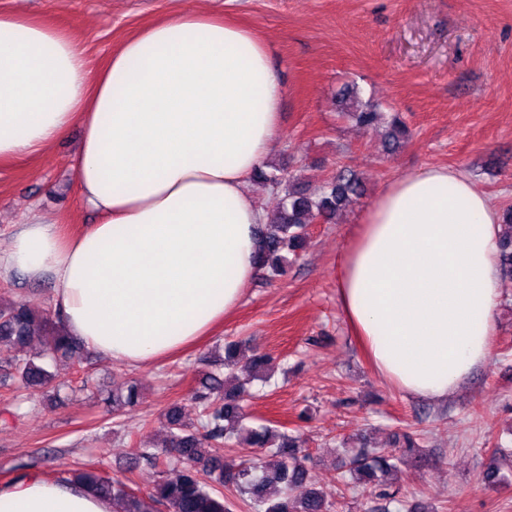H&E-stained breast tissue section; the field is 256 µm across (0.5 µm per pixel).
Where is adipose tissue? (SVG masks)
Listing matches in <instances>:
<instances>
[{
    "label": "adipose tissue",
    "mask_w": 512,
    "mask_h": 512,
    "mask_svg": "<svg viewBox=\"0 0 512 512\" xmlns=\"http://www.w3.org/2000/svg\"><path fill=\"white\" fill-rule=\"evenodd\" d=\"M282 82L268 45L205 12L148 25L91 73L71 31L0 13V168L75 125V167L97 221L66 238L34 215L0 276L49 279L67 332L147 366L222 323L256 277L268 215L248 192L278 149ZM502 213L467 176L426 166L383 185L338 263V302L379 374L448 399L491 355ZM0 512H113L33 472Z\"/></svg>",
    "instance_id": "adipose-tissue-1"
}]
</instances>
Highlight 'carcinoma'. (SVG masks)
<instances>
[{
  "mask_svg": "<svg viewBox=\"0 0 512 512\" xmlns=\"http://www.w3.org/2000/svg\"><path fill=\"white\" fill-rule=\"evenodd\" d=\"M340 106L363 128L387 121L390 145L407 135V127L398 115L386 119L370 102L356 101L349 107L343 100ZM252 180L283 192L279 210L260 227L257 239L256 263L273 277L283 275L288 265L282 252L297 258L306 248L308 225L313 220H333L352 197L361 193L359 182L344 169L315 195L307 193L298 177H287L275 168L257 170ZM499 261L503 272L512 275V206L502 211ZM82 346L83 342L69 335L51 315L37 314L24 303L0 299V348L11 352L5 363L25 388L46 393L59 391L60 385L55 383V374L48 365L71 358ZM237 350L238 344H227L220 366L228 373H207L193 392L191 401L198 409L199 421L187 423L182 406L171 405L164 416L162 444L140 446L125 462L127 472L143 465L162 468L161 479L152 493L140 496L124 481L93 470H75L62 482L78 483L111 499L113 512H159L161 507L168 512H231L232 502L224 495L226 490L252 512H330L331 505L313 486L300 499L292 496L293 488L310 479L311 456L297 438L264 424L256 428L243 426L240 402L247 384L266 380L271 358L258 353L241 365ZM137 398V385L131 383L126 394H112V412L117 414L134 405ZM233 440L261 450L260 457L254 462L225 460L219 448ZM356 444L349 469L351 484L372 485L380 497L396 498V493L390 491L391 476L405 456L419 447L417 437L408 432L398 434L395 447H403L399 455L373 446L365 435L356 437ZM492 456L494 460L486 466L483 478L494 485L501 480L497 463L512 467V450L498 448Z\"/></svg>",
  "mask_w": 512,
  "mask_h": 512,
  "instance_id": "carcinoma-1",
  "label": "carcinoma"
}]
</instances>
